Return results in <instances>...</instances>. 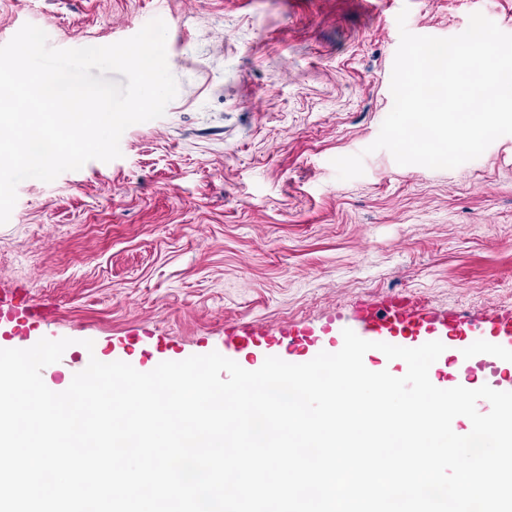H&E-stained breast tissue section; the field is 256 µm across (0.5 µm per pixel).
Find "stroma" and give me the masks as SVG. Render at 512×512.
<instances>
[{"instance_id": "1", "label": "stroma", "mask_w": 512, "mask_h": 512, "mask_svg": "<svg viewBox=\"0 0 512 512\" xmlns=\"http://www.w3.org/2000/svg\"><path fill=\"white\" fill-rule=\"evenodd\" d=\"M407 11L452 37L472 0H0V45L24 24L60 49L168 27L178 94L121 136V158L17 188L0 287L52 314L0 348L70 339L46 366L64 391L91 357L148 372L236 348L242 328L316 330L326 352L361 305L396 297L478 324L512 311V135L454 169L367 153L393 106ZM363 154L340 180L335 158ZM93 341L86 349L85 341Z\"/></svg>"}]
</instances>
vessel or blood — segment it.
Segmentation results:
<instances>
[{
  "label": "vessel or blood",
  "mask_w": 512,
  "mask_h": 512,
  "mask_svg": "<svg viewBox=\"0 0 512 512\" xmlns=\"http://www.w3.org/2000/svg\"><path fill=\"white\" fill-rule=\"evenodd\" d=\"M48 309L29 305L25 296L16 291L0 289V324H6L10 333L24 334L36 319H47ZM363 324L360 336L372 342L396 344L404 336H445L457 339L459 346L454 360L467 365L487 355V348L475 345L473 334L501 336L512 339V312L487 317L480 330L452 313L414 310L403 301L392 300L378 306H367L359 311Z\"/></svg>",
  "instance_id": "obj_1"
}]
</instances>
